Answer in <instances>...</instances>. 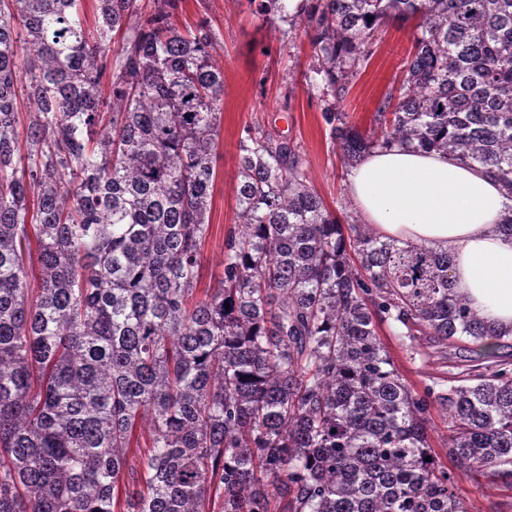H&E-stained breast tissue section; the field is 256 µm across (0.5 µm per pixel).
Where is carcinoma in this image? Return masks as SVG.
Wrapping results in <instances>:
<instances>
[{
	"label": "carcinoma",
	"mask_w": 512,
	"mask_h": 512,
	"mask_svg": "<svg viewBox=\"0 0 512 512\" xmlns=\"http://www.w3.org/2000/svg\"><path fill=\"white\" fill-rule=\"evenodd\" d=\"M178 2L97 0L88 29L80 0H0V512H471L425 461L436 405L454 466L512 487V362L419 392L378 328L476 361L507 336L448 252L342 224L288 139H240L224 271L197 295L224 67ZM247 2L304 18L340 101L375 32L414 22L378 135L323 108L344 164L400 144L512 189V0Z\"/></svg>",
	"instance_id": "obj_1"
}]
</instances>
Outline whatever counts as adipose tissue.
<instances>
[{"instance_id": "1", "label": "adipose tissue", "mask_w": 512, "mask_h": 512, "mask_svg": "<svg viewBox=\"0 0 512 512\" xmlns=\"http://www.w3.org/2000/svg\"><path fill=\"white\" fill-rule=\"evenodd\" d=\"M347 193L377 234L448 250L471 307L512 335V239L497 230L512 194L497 180L456 157L396 146L353 168Z\"/></svg>"}]
</instances>
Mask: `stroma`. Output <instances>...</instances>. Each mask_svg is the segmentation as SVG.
<instances>
[{
	"label": "stroma",
	"instance_id": "35a3bbf8",
	"mask_svg": "<svg viewBox=\"0 0 512 512\" xmlns=\"http://www.w3.org/2000/svg\"><path fill=\"white\" fill-rule=\"evenodd\" d=\"M208 20L214 34L213 55L224 68L219 159L213 202L209 214L210 235L203 248L204 284L222 275L224 234L234 224L238 142L246 128L277 133L297 145L309 179L326 204L341 220L358 222L346 202L349 173L341 150L322 119L330 101L323 93L320 76L313 72L314 51L303 25L282 21L265 23L239 0H182L172 13L180 28ZM412 24H388L375 35L372 55L349 84L341 103L347 121L363 133L372 132L377 111L401 85L404 61L412 47ZM380 338L397 368L415 388H423L447 373L435 358L433 340L421 338L426 359H410L402 336L382 327ZM459 496L473 512H512V487L487 477L457 474Z\"/></svg>",
	"mask_w": 512,
	"mask_h": 512
}]
</instances>
